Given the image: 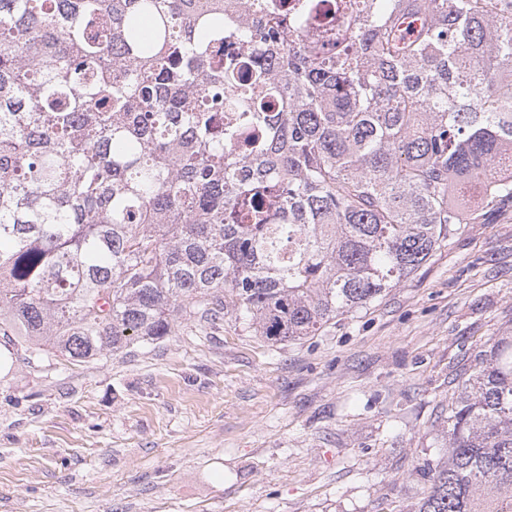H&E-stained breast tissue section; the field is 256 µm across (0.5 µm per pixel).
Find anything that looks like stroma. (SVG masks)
Here are the masks:
<instances>
[{
    "label": "stroma",
    "instance_id": "obj_1",
    "mask_svg": "<svg viewBox=\"0 0 512 512\" xmlns=\"http://www.w3.org/2000/svg\"><path fill=\"white\" fill-rule=\"evenodd\" d=\"M499 336L512 203L300 341L223 312L84 363L0 338V512H412L455 375Z\"/></svg>",
    "mask_w": 512,
    "mask_h": 512
}]
</instances>
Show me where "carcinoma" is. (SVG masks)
I'll return each mask as SVG.
<instances>
[{"label": "carcinoma", "instance_id": "cac0c4a2", "mask_svg": "<svg viewBox=\"0 0 512 512\" xmlns=\"http://www.w3.org/2000/svg\"><path fill=\"white\" fill-rule=\"evenodd\" d=\"M506 201L512 0H0V331L32 360L205 300L315 336ZM447 422L414 512H512V336Z\"/></svg>", "mask_w": 512, "mask_h": 512}]
</instances>
